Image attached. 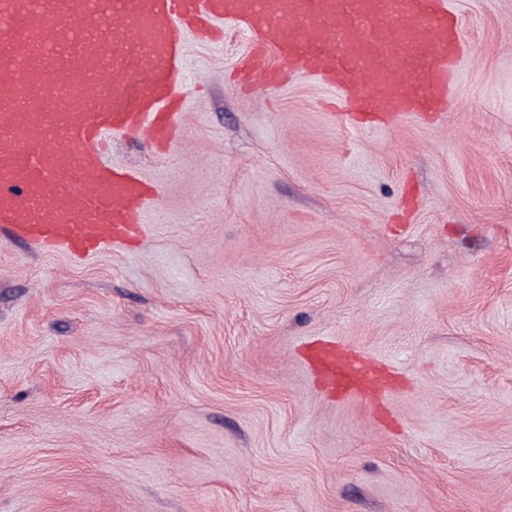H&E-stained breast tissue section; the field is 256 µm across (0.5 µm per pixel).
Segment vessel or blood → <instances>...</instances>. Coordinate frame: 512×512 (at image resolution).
Segmentation results:
<instances>
[{
    "label": "vessel or blood",
    "instance_id": "vessel-or-blood-1",
    "mask_svg": "<svg viewBox=\"0 0 512 512\" xmlns=\"http://www.w3.org/2000/svg\"><path fill=\"white\" fill-rule=\"evenodd\" d=\"M227 20L255 44L243 83L276 86L289 70L366 118L448 111L468 49L445 0H0V239L78 257L127 241L158 190L106 161L107 137L168 145L189 43L223 40ZM306 357L338 394L385 386L336 344Z\"/></svg>",
    "mask_w": 512,
    "mask_h": 512
}]
</instances>
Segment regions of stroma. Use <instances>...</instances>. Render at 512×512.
<instances>
[{
  "label": "stroma",
  "mask_w": 512,
  "mask_h": 512,
  "mask_svg": "<svg viewBox=\"0 0 512 512\" xmlns=\"http://www.w3.org/2000/svg\"><path fill=\"white\" fill-rule=\"evenodd\" d=\"M447 2V118L241 91L228 22L168 152L111 138L138 233L0 240V512H512V0ZM321 340L392 389L339 397Z\"/></svg>",
  "instance_id": "obj_1"
}]
</instances>
